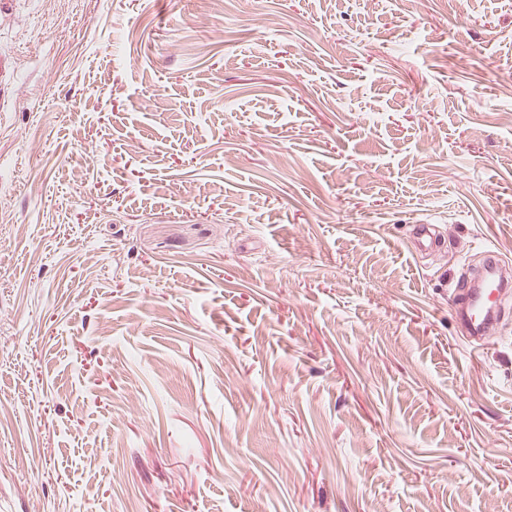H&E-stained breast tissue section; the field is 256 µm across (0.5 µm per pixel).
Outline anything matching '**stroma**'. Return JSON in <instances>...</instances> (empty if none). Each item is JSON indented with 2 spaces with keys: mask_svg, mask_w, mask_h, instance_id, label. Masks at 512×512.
Segmentation results:
<instances>
[{
  "mask_svg": "<svg viewBox=\"0 0 512 512\" xmlns=\"http://www.w3.org/2000/svg\"><path fill=\"white\" fill-rule=\"evenodd\" d=\"M0 220V512H512V0H7ZM501 292L494 280H487L483 288L468 283L458 286L451 301L456 322L466 324L476 337L483 335L485 327L499 317L496 308Z\"/></svg>",
  "mask_w": 512,
  "mask_h": 512,
  "instance_id": "stroma-1",
  "label": "stroma"
}]
</instances>
